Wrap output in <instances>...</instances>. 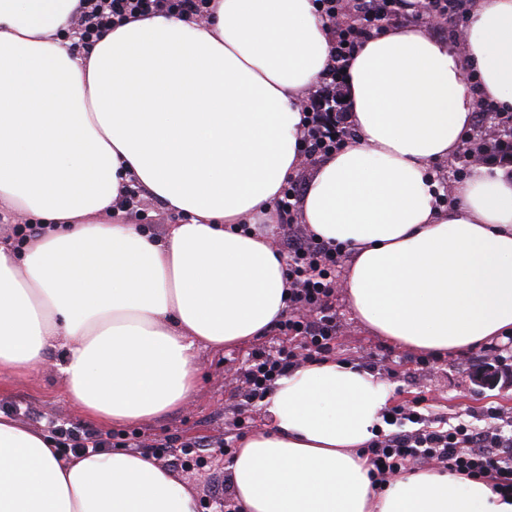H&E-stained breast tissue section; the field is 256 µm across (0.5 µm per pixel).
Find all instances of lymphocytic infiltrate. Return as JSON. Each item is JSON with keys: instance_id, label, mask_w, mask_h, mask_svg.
Instances as JSON below:
<instances>
[{"instance_id": "1", "label": "lymphocytic infiltrate", "mask_w": 512, "mask_h": 512, "mask_svg": "<svg viewBox=\"0 0 512 512\" xmlns=\"http://www.w3.org/2000/svg\"><path fill=\"white\" fill-rule=\"evenodd\" d=\"M333 36L331 63L304 105L301 139L305 163L338 150L350 135L343 71L356 49L389 24L430 26L457 38L468 0H313ZM210 0H81L77 33L84 44L97 41L126 20L151 14H177L206 20ZM342 252L304 233L288 240L291 306L278 331L292 347L287 355L265 348L252 351L246 370L251 398L264 397L288 370L334 352L339 324L333 300ZM421 400L391 409V431L380 432L364 448L375 489L402 473L439 470L484 480L501 499L512 497V413L491 410L489 426L466 421L449 427L426 424Z\"/></svg>"}]
</instances>
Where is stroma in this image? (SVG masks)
Listing matches in <instances>:
<instances>
[{"label":"stroma","mask_w":512,"mask_h":512,"mask_svg":"<svg viewBox=\"0 0 512 512\" xmlns=\"http://www.w3.org/2000/svg\"><path fill=\"white\" fill-rule=\"evenodd\" d=\"M335 308L343 326L336 341V359H357L363 368L379 373L392 386L393 405L425 396L432 399L434 412L451 420L460 412H467L470 422L477 427L487 425L489 408L512 412V385L481 387L474 382L480 352L437 359L431 371L423 372L417 368L416 355L369 335L353 320L344 296H337ZM248 351L245 345L225 348L220 354L200 351L196 389L181 407L141 425L107 431L116 450L135 442L148 454L163 449L160 463L194 489L198 512H218L221 504L233 495L222 449L225 431L239 418H252L257 426L267 421L260 400L246 398V387L237 374L247 364ZM61 360V352L55 351L49 354L44 366L25 377L0 375V411L15 413L19 421L39 430L44 429L50 418L88 428V420L63 391L57 368ZM195 441L209 445L205 464H196L190 457L177 460L169 456V449Z\"/></svg>","instance_id":"1"}]
</instances>
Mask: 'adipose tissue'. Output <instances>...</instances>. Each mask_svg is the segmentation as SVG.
I'll use <instances>...</instances> for the list:
<instances>
[{
    "label": "adipose tissue",
    "instance_id": "ef3b65f1",
    "mask_svg": "<svg viewBox=\"0 0 512 512\" xmlns=\"http://www.w3.org/2000/svg\"><path fill=\"white\" fill-rule=\"evenodd\" d=\"M79 0H0V374L62 351L69 399L98 425L181 406L198 354L258 340L288 310L266 235L302 161L301 103L330 62L312 0H211L207 21L129 19L86 49ZM466 49L389 26L344 72L354 140L323 157L302 220L350 253L348 309L394 345L453 358L512 335V172L473 168L457 203L431 168L457 154L477 96L512 112V0H474ZM478 73L479 91L466 76ZM186 215L158 239L119 222L128 191ZM392 391L357 364L307 362L265 400L228 466L241 512H512L484 482L415 470L374 493L359 449ZM140 451L62 454L0 411V512H196Z\"/></svg>",
    "mask_w": 512,
    "mask_h": 512
}]
</instances>
